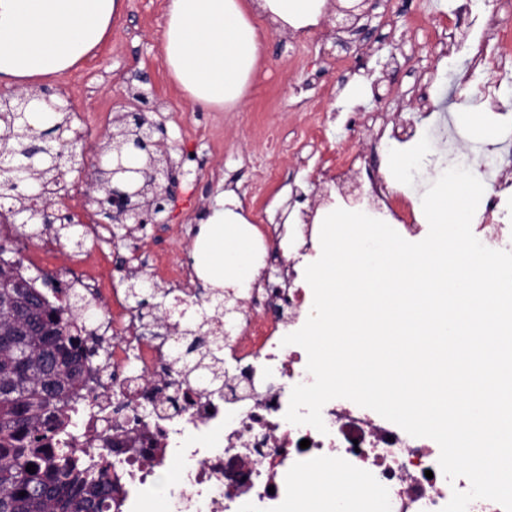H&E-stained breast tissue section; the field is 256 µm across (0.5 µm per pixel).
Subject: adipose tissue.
Returning <instances> with one entry per match:
<instances>
[{"label": "adipose tissue", "instance_id": "ef3b65f1", "mask_svg": "<svg viewBox=\"0 0 512 512\" xmlns=\"http://www.w3.org/2000/svg\"><path fill=\"white\" fill-rule=\"evenodd\" d=\"M325 0H166L163 60L201 110L238 108L263 50L258 19L309 31ZM123 0H0V82L28 90L89 58L103 43ZM195 241L215 279L249 287L259 274L254 232L234 197L205 217Z\"/></svg>", "mask_w": 512, "mask_h": 512}]
</instances>
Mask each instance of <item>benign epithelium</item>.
<instances>
[{
    "mask_svg": "<svg viewBox=\"0 0 512 512\" xmlns=\"http://www.w3.org/2000/svg\"><path fill=\"white\" fill-rule=\"evenodd\" d=\"M372 0H346L338 7L342 22L337 31L352 32L363 17L370 14L366 5ZM64 93L40 89L7 97L16 112H39L45 104L64 117H70L72 107L63 102ZM145 96H136V102L113 118L112 128H127L134 120L142 123L143 135L128 136L112 150L106 142L113 132L102 133L103 145L99 156L112 157V163L97 165L85 176L77 188L89 208L76 210L70 203L68 187L69 170H57L62 190L54 194L38 195L6 180L9 150L0 144V222L3 224H82L93 218L97 224H164V213L173 201L174 188L179 176L184 174L182 165H175L163 150L167 130L162 122H145L149 106L143 104ZM88 133L78 129L67 139L49 143L51 154L68 155L75 160L77 151L85 150Z\"/></svg>",
    "mask_w": 512,
    "mask_h": 512,
    "instance_id": "7a95c632",
    "label": "benign epithelium"
}]
</instances>
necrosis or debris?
I'll return each instance as SVG.
<instances>
[{
    "label": "necrosis or debris",
    "mask_w": 512,
    "mask_h": 512,
    "mask_svg": "<svg viewBox=\"0 0 512 512\" xmlns=\"http://www.w3.org/2000/svg\"><path fill=\"white\" fill-rule=\"evenodd\" d=\"M477 24L481 36L469 52L487 80L473 90L467 76H460L457 91L493 106L498 75L512 66V0H487L481 14L463 11L450 22L456 29ZM490 40L497 43L493 55L486 50ZM492 186L485 212L498 220L480 230L485 246L501 250L512 246V225L505 221L512 182L497 178ZM19 259V273L43 269L57 282L50 292L56 304L68 306L77 294L100 314L91 326L81 313L73 315L104 350L99 386L76 424L87 431L105 419L112 425L96 442L113 445L108 476L117 512H296L303 493L329 512L337 486L314 478L327 462L336 464L354 488L350 512H441L453 490H468L466 478L450 481L442 474L434 440L410 436L351 400L324 405L322 432L286 420L293 387L313 380L305 350L282 343L304 325L312 307L313 295L297 284V272L281 281L259 277L247 290L244 314L224 344V369L233 386L211 396L184 382L173 357L179 334L145 335L126 293L70 259L56 234L27 241ZM121 269L148 270L151 280L187 298L199 281L188 253L150 270L140 249L131 247ZM175 392L181 411L157 417L154 407L165 406ZM305 439L310 445L304 449Z\"/></svg>",
    "instance_id": "obj_1"
}]
</instances>
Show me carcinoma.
<instances>
[{"mask_svg":"<svg viewBox=\"0 0 512 512\" xmlns=\"http://www.w3.org/2000/svg\"><path fill=\"white\" fill-rule=\"evenodd\" d=\"M27 123L25 113L1 112L0 140L16 154L15 182L41 193L54 186L55 171L48 160L39 165V177L27 167L33 144ZM9 252L1 242L0 512H112L109 450L76 457V438L68 431L101 346L75 333L63 308L15 274ZM204 326L183 330L180 360L188 378L223 362V337ZM29 464L35 472L26 470Z\"/></svg>","mask_w":512,"mask_h":512,"instance_id":"obj_1","label":"carcinoma"}]
</instances>
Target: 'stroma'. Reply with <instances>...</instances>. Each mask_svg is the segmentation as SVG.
I'll list each match as a JSON object with an SVG mask.
<instances>
[{"instance_id": "obj_1", "label": "stroma", "mask_w": 512, "mask_h": 512, "mask_svg": "<svg viewBox=\"0 0 512 512\" xmlns=\"http://www.w3.org/2000/svg\"><path fill=\"white\" fill-rule=\"evenodd\" d=\"M466 0H377L360 31L335 38L341 16L327 0L315 30L303 35L260 21L263 53L242 105L235 111L193 108L171 80L161 53L165 0H124L120 15L95 54L49 80L74 105L90 140L140 90L157 102L156 120L164 122L168 151L181 160L168 224L187 227L194 246L201 218L222 194L238 198L254 224L279 225L283 237L297 238L313 212L348 208L371 181L385 180L392 153L401 141L422 137L429 151L408 183L413 198L423 196L437 172L454 165L455 154L480 158L486 143L472 127L460 124L470 111L494 133L495 142L512 139V75L499 91L500 107L484 108L457 100L454 83L466 73L471 84L483 80L466 49L450 47L448 23ZM327 114V137L359 159L344 176V194H327L325 171L315 167V145L303 137L316 113ZM302 136L292 153L269 151L264 126ZM456 125L455 146L432 139L435 127ZM168 224H149L136 241L147 256L171 255Z\"/></svg>"}]
</instances>
